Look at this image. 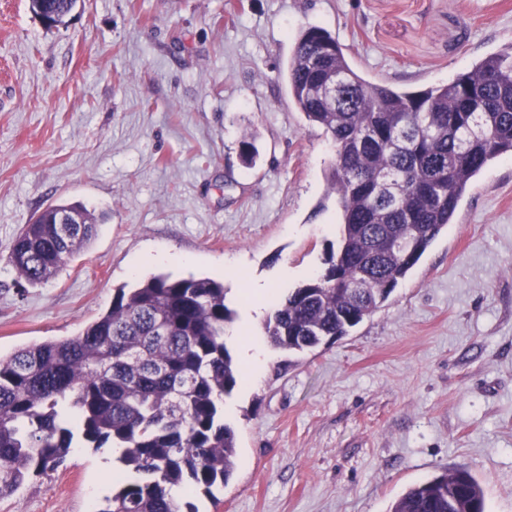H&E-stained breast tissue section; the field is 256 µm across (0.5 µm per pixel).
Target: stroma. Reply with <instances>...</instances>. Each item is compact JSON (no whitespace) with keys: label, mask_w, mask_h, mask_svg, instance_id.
<instances>
[{"label":"stroma","mask_w":512,"mask_h":512,"mask_svg":"<svg viewBox=\"0 0 512 512\" xmlns=\"http://www.w3.org/2000/svg\"><path fill=\"white\" fill-rule=\"evenodd\" d=\"M306 26L365 78L419 89L511 47L512 0H79L51 30L29 0H0V356L77 335L116 288L161 272L223 281L259 336L242 288L294 289L324 270L334 149L288 102ZM74 201L105 222L54 279L21 286L14 237ZM160 252L173 262H152ZM224 419L239 464L195 497L199 512H388L456 467L487 512H512V156L478 175L377 311L315 351L271 350ZM114 468L75 449L0 512H86Z\"/></svg>","instance_id":"obj_1"}]
</instances>
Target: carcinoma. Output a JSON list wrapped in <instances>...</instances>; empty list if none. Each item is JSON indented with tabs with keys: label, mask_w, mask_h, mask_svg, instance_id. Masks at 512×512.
<instances>
[{
	"label": "carcinoma",
	"mask_w": 512,
	"mask_h": 512,
	"mask_svg": "<svg viewBox=\"0 0 512 512\" xmlns=\"http://www.w3.org/2000/svg\"><path fill=\"white\" fill-rule=\"evenodd\" d=\"M29 2L57 27L78 0ZM333 75L341 85L328 101L322 89ZM287 80L296 110L333 144L340 210L327 267L277 301L263 325L271 346L304 353L376 311L454 223L482 170L512 155V52L490 54L446 84L399 90L363 77L329 31L308 27L296 36ZM63 216L71 223H56ZM96 224L79 202L50 204L17 234L8 264L25 283L45 284ZM235 316L224 283L157 274L118 288L79 334L0 357V500L76 448H119L126 479L95 512H198L171 491L212 497L234 473L224 397L240 369L224 330ZM389 512H485V500L458 468L411 488Z\"/></svg>",
	"instance_id": "cac0c4a2"
}]
</instances>
